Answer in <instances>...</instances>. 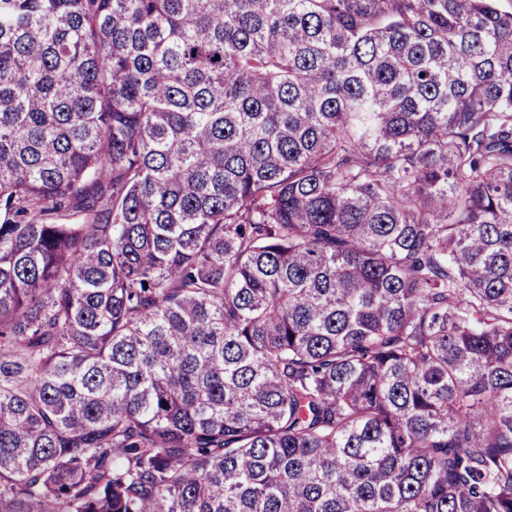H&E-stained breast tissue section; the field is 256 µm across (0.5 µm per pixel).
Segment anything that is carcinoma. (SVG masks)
Listing matches in <instances>:
<instances>
[{
	"mask_svg": "<svg viewBox=\"0 0 512 512\" xmlns=\"http://www.w3.org/2000/svg\"><path fill=\"white\" fill-rule=\"evenodd\" d=\"M0 0V512H512V11Z\"/></svg>",
	"mask_w": 512,
	"mask_h": 512,
	"instance_id": "obj_1",
	"label": "carcinoma"
}]
</instances>
